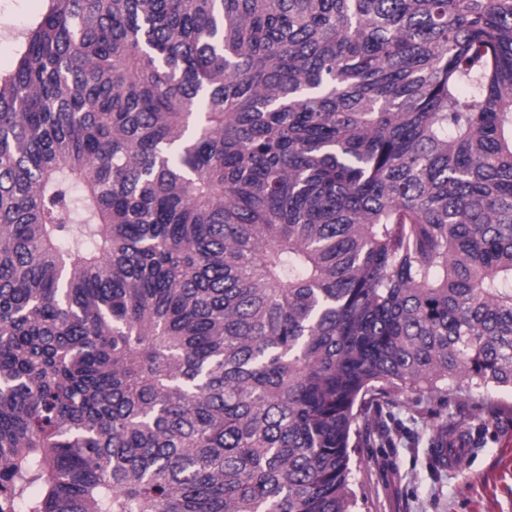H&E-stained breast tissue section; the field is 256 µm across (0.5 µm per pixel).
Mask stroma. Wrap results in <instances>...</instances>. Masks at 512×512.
<instances>
[{
	"mask_svg": "<svg viewBox=\"0 0 512 512\" xmlns=\"http://www.w3.org/2000/svg\"><path fill=\"white\" fill-rule=\"evenodd\" d=\"M45 0H0V71L16 61L15 38L43 11ZM385 438L363 443L353 488L362 512H512V392L449 381L441 390L388 399ZM465 446L460 463L435 464L434 418Z\"/></svg>",
	"mask_w": 512,
	"mask_h": 512,
	"instance_id": "stroma-1",
	"label": "stroma"
}]
</instances>
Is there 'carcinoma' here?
<instances>
[{
	"label": "carcinoma",
	"mask_w": 512,
	"mask_h": 512,
	"mask_svg": "<svg viewBox=\"0 0 512 512\" xmlns=\"http://www.w3.org/2000/svg\"><path fill=\"white\" fill-rule=\"evenodd\" d=\"M19 38L0 512H356L376 396L512 389V0H46Z\"/></svg>",
	"instance_id": "obj_1"
}]
</instances>
